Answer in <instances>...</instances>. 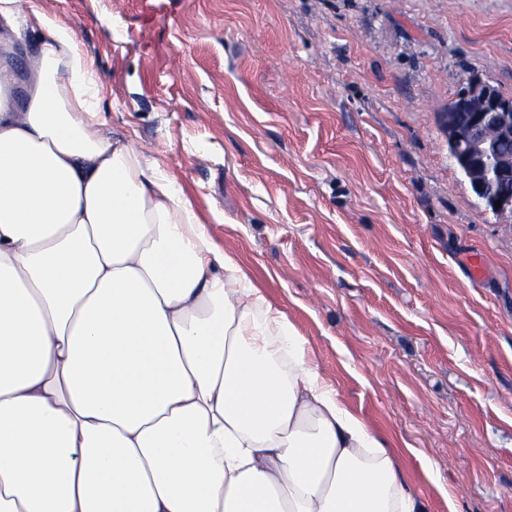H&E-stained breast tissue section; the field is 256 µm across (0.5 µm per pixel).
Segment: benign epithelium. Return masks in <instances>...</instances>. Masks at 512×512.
Instances as JSON below:
<instances>
[{
	"instance_id": "obj_1",
	"label": "benign epithelium",
	"mask_w": 512,
	"mask_h": 512,
	"mask_svg": "<svg viewBox=\"0 0 512 512\" xmlns=\"http://www.w3.org/2000/svg\"><path fill=\"white\" fill-rule=\"evenodd\" d=\"M440 123L472 192L496 218L512 223V192L504 189L512 182V157L497 154L498 143L512 141V99L476 78L441 113Z\"/></svg>"
}]
</instances>
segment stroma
<instances>
[{"label":"stroma","mask_w":512,"mask_h":512,"mask_svg":"<svg viewBox=\"0 0 512 512\" xmlns=\"http://www.w3.org/2000/svg\"><path fill=\"white\" fill-rule=\"evenodd\" d=\"M34 7L426 512H512V223L439 121L512 97V0H19L26 51Z\"/></svg>","instance_id":"stroma-1"}]
</instances>
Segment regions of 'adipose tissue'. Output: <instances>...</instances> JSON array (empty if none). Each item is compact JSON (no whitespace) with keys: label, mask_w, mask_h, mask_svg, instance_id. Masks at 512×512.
Here are the masks:
<instances>
[{"label":"adipose tissue","mask_w":512,"mask_h":512,"mask_svg":"<svg viewBox=\"0 0 512 512\" xmlns=\"http://www.w3.org/2000/svg\"><path fill=\"white\" fill-rule=\"evenodd\" d=\"M0 0V512H425L159 165L91 61Z\"/></svg>","instance_id":"obj_1"}]
</instances>
